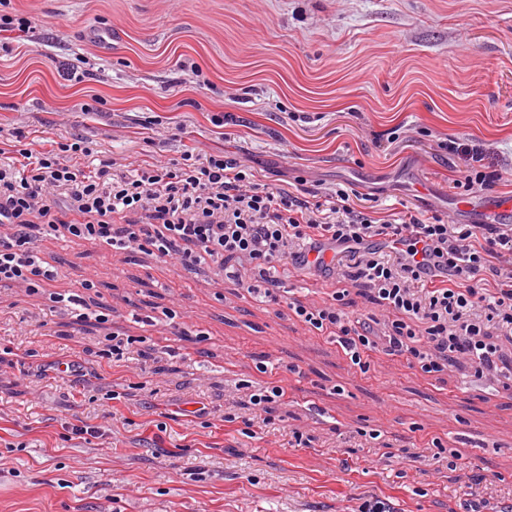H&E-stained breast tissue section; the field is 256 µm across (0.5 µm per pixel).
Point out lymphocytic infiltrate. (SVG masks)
<instances>
[{
    "label": "lymphocytic infiltrate",
    "instance_id": "obj_1",
    "mask_svg": "<svg viewBox=\"0 0 512 512\" xmlns=\"http://www.w3.org/2000/svg\"><path fill=\"white\" fill-rule=\"evenodd\" d=\"M463 168L453 187L461 195L492 189L502 178L489 169L486 151L464 137L443 142ZM88 154L82 139L57 149H21L22 163L0 162V224L15 227L0 239V281L37 288L54 275L30 244L38 229L99 240L114 248L152 247L158 258L180 256L187 268L206 261L249 262L246 284L261 302H279V268L299 262L318 241L343 247V278L365 284L373 301L394 318L383 332L344 312L347 289L329 303H292L295 315L336 337L360 372L379 351L402 356L410 367L440 374L450 358H466L475 378L493 371L512 389V361L498 343L512 335V225L451 224L441 215L378 218L379 200L352 187H336L312 202L304 194L255 182L248 166L221 154L185 156L152 169L115 170L103 159L92 174L61 161ZM59 191L67 220L53 216L46 190ZM144 212V224L118 216ZM43 224H35V217Z\"/></svg>",
    "mask_w": 512,
    "mask_h": 512
}]
</instances>
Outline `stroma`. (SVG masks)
Here are the masks:
<instances>
[{
  "mask_svg": "<svg viewBox=\"0 0 512 512\" xmlns=\"http://www.w3.org/2000/svg\"><path fill=\"white\" fill-rule=\"evenodd\" d=\"M8 12L30 30L0 50L5 152L21 131L82 138L85 172L102 156L134 169L226 153L261 184H349L388 214L471 224L452 187L462 162L440 147L464 136L502 175L486 198L512 197V0H10ZM31 247L55 278L0 284V512H356L369 495L394 512L512 505V395L497 374L474 379L460 361L437 377L383 354L363 374L219 264L188 271L55 232ZM280 275L305 304L339 286L288 263ZM114 334L130 341L119 361L103 352ZM58 359L83 375L49 369ZM261 386L285 391L266 414L248 404ZM436 441L460 453L456 468L432 460Z\"/></svg>",
  "mask_w": 512,
  "mask_h": 512,
  "instance_id": "obj_1",
  "label": "stroma"
}]
</instances>
